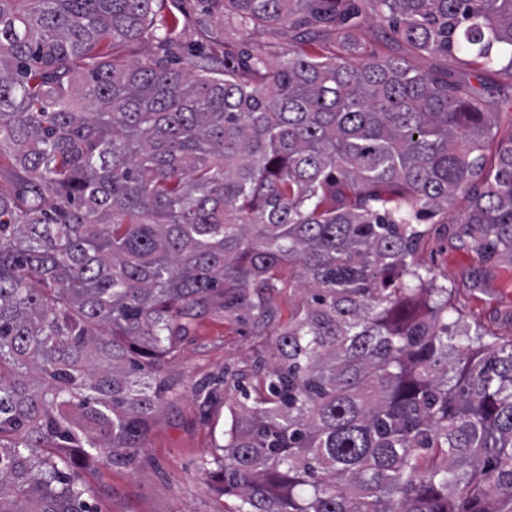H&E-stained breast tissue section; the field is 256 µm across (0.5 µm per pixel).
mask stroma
<instances>
[{
    "label": "stroma",
    "instance_id": "35a3bbf8",
    "mask_svg": "<svg viewBox=\"0 0 512 512\" xmlns=\"http://www.w3.org/2000/svg\"><path fill=\"white\" fill-rule=\"evenodd\" d=\"M220 37L225 53L237 52L246 43L276 56L296 46L293 31L285 28H258L246 35L228 25ZM425 230L416 261L448 284L453 303L465 315L501 335L512 334V264L500 258L479 260L470 238L460 235L455 223H429ZM294 299L292 290H284L273 326L220 315L196 324L166 368L180 391L150 421L134 461L87 470L95 512H235L236 499L224 495L219 478L203 468L224 442L230 398L224 394L207 403L194 387L227 368L250 373L254 359L269 354L276 326L287 322Z\"/></svg>",
    "mask_w": 512,
    "mask_h": 512
}]
</instances>
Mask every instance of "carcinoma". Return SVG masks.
Instances as JSON below:
<instances>
[{
  "label": "carcinoma",
  "mask_w": 512,
  "mask_h": 512,
  "mask_svg": "<svg viewBox=\"0 0 512 512\" xmlns=\"http://www.w3.org/2000/svg\"><path fill=\"white\" fill-rule=\"evenodd\" d=\"M163 0H0V512H94L84 470L126 463L177 395L196 321H272L206 464L236 512H512V336L458 317L413 260L455 223L512 264V138L481 105L512 74V0H205L301 48L174 66ZM419 55L366 46L363 8ZM151 36L158 53L114 48ZM322 37L325 54L310 52ZM482 189L471 190L473 178Z\"/></svg>",
  "instance_id": "cac0c4a2"
}]
</instances>
